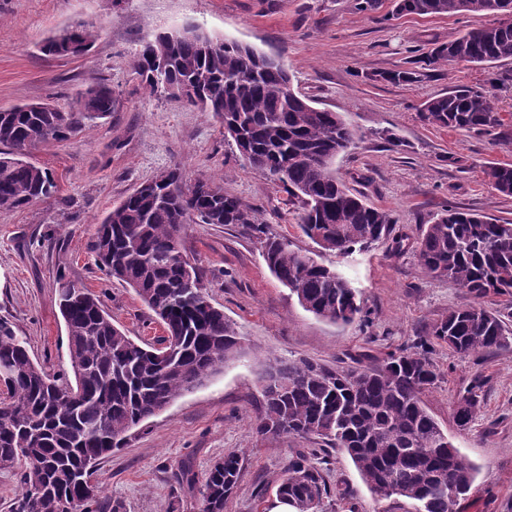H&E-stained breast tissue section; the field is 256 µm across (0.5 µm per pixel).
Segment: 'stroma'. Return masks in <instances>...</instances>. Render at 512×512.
I'll return each instance as SVG.
<instances>
[{"label":"stroma","instance_id":"1","mask_svg":"<svg viewBox=\"0 0 512 512\" xmlns=\"http://www.w3.org/2000/svg\"><path fill=\"white\" fill-rule=\"evenodd\" d=\"M356 0H0V109L47 102L69 111L88 86L104 82L115 96L109 119L69 139L30 152L54 175L56 198L0 209V317L51 375L70 369L67 334L57 306V276L99 295L114 324L150 341L162 325L129 287L101 271L89 249L97 224L140 183L182 167L187 180L211 177L227 194L257 209L271 233L335 267L358 290L369 317L340 326L303 310L271 274L259 241L238 224H189L183 247L200 268L211 303L243 338L236 357L137 428L97 473L104 512H201L199 489L211 466L241 452L240 482L224 512H272L276 489L295 451L314 453L331 493L319 512H382L349 456L322 450L316 439L261 436L252 424L261 379L271 359L374 367L388 353L429 336L449 309L474 296L421 266L414 242L447 207L512 221V196L495 191L483 169L511 163L512 145L496 134L453 131L423 121L421 104L455 85L491 90L512 115V61L491 65L425 64L435 42L493 24L494 16L400 15L392 0L361 12ZM79 21L100 35L78 57L43 55L39 47ZM192 26L216 40L236 41L278 56L295 92L339 113L354 144L334 161L352 191L392 211L389 238L339 258L298 228L288 192L239 157L214 113L142 85L134 60L143 42ZM417 69L414 83L386 80ZM406 237L404 250L395 238ZM438 379L422 401L462 455L478 469L458 512H512V347L460 355L429 353ZM480 384L479 410L467 428L454 409ZM191 469L195 486L181 481ZM348 491L347 499L336 490Z\"/></svg>","mask_w":512,"mask_h":512}]
</instances>
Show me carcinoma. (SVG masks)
Listing matches in <instances>:
<instances>
[{
	"instance_id": "carcinoma-1",
	"label": "carcinoma",
	"mask_w": 512,
	"mask_h": 512,
	"mask_svg": "<svg viewBox=\"0 0 512 512\" xmlns=\"http://www.w3.org/2000/svg\"><path fill=\"white\" fill-rule=\"evenodd\" d=\"M512 0H395V14H496ZM80 25L72 45L47 40L52 56L86 54L99 36ZM147 41L135 64L144 86L157 92ZM512 60V27L469 29L433 47L431 63ZM173 99L207 112L224 110V134L250 166L288 187L299 227L338 256L365 251L389 233L391 211L371 206L336 177V156L356 134L336 112H317L295 93L281 62L235 41L199 32L168 47ZM112 89L87 87L72 109L49 103L39 110L0 111V208L17 209L58 194L53 174L28 160L41 145L61 142L108 118ZM421 118L440 128L512 131L495 95L481 86H456L424 101ZM493 188L512 196V164L484 168ZM175 192L163 198L134 189L112 207L90 248L100 270L132 288L161 321L164 335L135 341L112 323L101 298L59 275L58 306L65 322L73 379L61 381L34 361L26 341L0 318V469L22 461V491L12 512H101L97 462L124 445L156 407L192 391L241 349L243 337L224 311L211 305L206 285L182 248L185 226L241 224L262 244V258L278 281L315 316L350 325L366 316L358 290L338 270L266 232L257 212L211 178L186 182L176 166L166 172ZM429 274L451 280L476 298H506L512 307V222L502 224L450 206L427 225L415 246ZM432 338L459 354L512 344L502 314L481 305L448 310ZM176 351L160 356V346ZM420 351L401 349L373 369L329 368L310 361H275L262 379L263 404L254 430L261 435L317 437L347 452L376 500L405 499L419 512H458L475 481L474 466L422 404L420 394L438 374ZM479 385L460 397L457 425L466 428L479 408ZM242 457L229 452L210 468L202 512H224L237 487ZM329 489L305 452L288 459L277 495L294 512H318Z\"/></svg>"
}]
</instances>
